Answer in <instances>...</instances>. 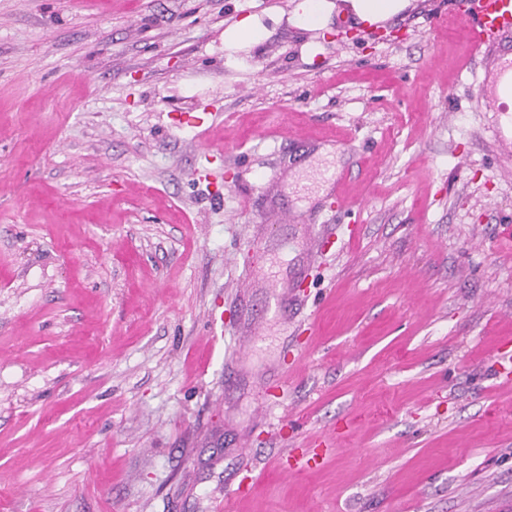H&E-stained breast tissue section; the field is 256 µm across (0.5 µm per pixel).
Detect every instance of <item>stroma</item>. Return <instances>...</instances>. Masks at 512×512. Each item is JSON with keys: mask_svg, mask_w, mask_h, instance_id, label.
I'll list each match as a JSON object with an SVG mask.
<instances>
[{"mask_svg": "<svg viewBox=\"0 0 512 512\" xmlns=\"http://www.w3.org/2000/svg\"><path fill=\"white\" fill-rule=\"evenodd\" d=\"M290 10L0 0V512H512L482 57L452 0ZM414 0H299L289 20L306 29L325 26L336 11L368 24H380L407 10ZM262 31L256 18L246 16L238 20L224 32V40L230 47H241L256 42Z\"/></svg>", "mask_w": 512, "mask_h": 512, "instance_id": "35a3bbf8", "label": "stroma"}]
</instances>
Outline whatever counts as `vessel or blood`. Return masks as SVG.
Wrapping results in <instances>:
<instances>
[{"instance_id": "obj_1", "label": "vessel or blood", "mask_w": 512, "mask_h": 512, "mask_svg": "<svg viewBox=\"0 0 512 512\" xmlns=\"http://www.w3.org/2000/svg\"><path fill=\"white\" fill-rule=\"evenodd\" d=\"M455 15L469 23L476 50L488 55L478 88L483 111H502L504 98L512 97V51L499 50L503 35L512 34V0H457Z\"/></svg>"}]
</instances>
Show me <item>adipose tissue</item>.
<instances>
[{"mask_svg": "<svg viewBox=\"0 0 512 512\" xmlns=\"http://www.w3.org/2000/svg\"><path fill=\"white\" fill-rule=\"evenodd\" d=\"M412 0H298L290 20L306 29L324 27L336 12L369 24H380L407 10Z\"/></svg>", "mask_w": 512, "mask_h": 512, "instance_id": "adipose-tissue-1", "label": "adipose tissue"}]
</instances>
